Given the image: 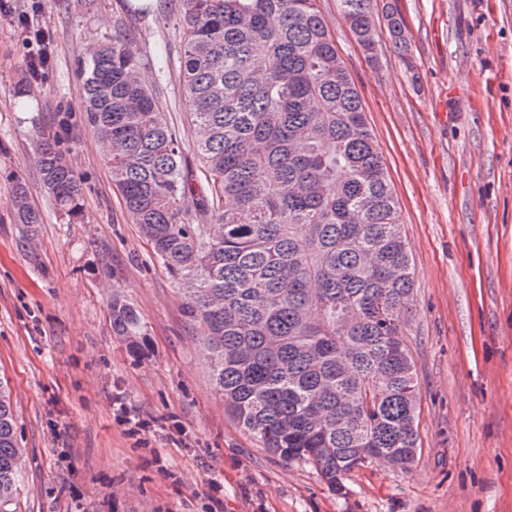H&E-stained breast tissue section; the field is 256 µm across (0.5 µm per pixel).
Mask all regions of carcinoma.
<instances>
[{
  "mask_svg": "<svg viewBox=\"0 0 512 512\" xmlns=\"http://www.w3.org/2000/svg\"><path fill=\"white\" fill-rule=\"evenodd\" d=\"M180 70L208 192L183 169L175 132L141 81L120 21L80 71L85 117L112 183L184 291L216 392L267 451L312 465L337 495L370 460L408 469L418 384L403 339L413 267L365 110L318 0H173ZM376 57L374 0H337ZM408 70L405 24L386 13ZM59 131L36 132L44 186L68 221L81 184ZM14 213L39 224L26 184ZM114 335L139 361L146 332L112 301ZM23 449L0 381V512H18Z\"/></svg>",
  "mask_w": 512,
  "mask_h": 512,
  "instance_id": "carcinoma-1",
  "label": "carcinoma"
}]
</instances>
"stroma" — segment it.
<instances>
[{
    "instance_id": "1",
    "label": "stroma",
    "mask_w": 512,
    "mask_h": 512,
    "mask_svg": "<svg viewBox=\"0 0 512 512\" xmlns=\"http://www.w3.org/2000/svg\"><path fill=\"white\" fill-rule=\"evenodd\" d=\"M318 4L415 268L404 327L419 388L412 466L372 461L336 495L310 464L270 454L215 392L179 285L132 223L82 112L85 48L126 21L184 168L199 172L168 13L127 0H11L0 17V378L27 460L20 512H512V0H377L374 63L336 0ZM389 6L414 70L390 39ZM33 26L51 34V60L23 108ZM38 125L68 130L77 222L57 212L30 161ZM17 179L42 223H18ZM116 298L141 317L142 361L112 332Z\"/></svg>"
}]
</instances>
